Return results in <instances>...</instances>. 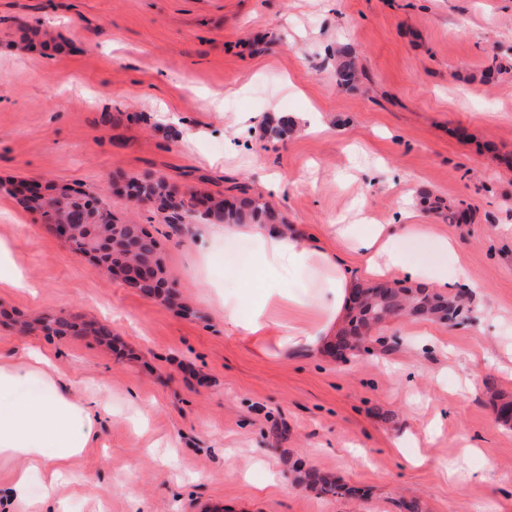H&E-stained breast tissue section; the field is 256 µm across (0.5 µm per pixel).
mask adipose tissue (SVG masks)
Segmentation results:
<instances>
[{
	"mask_svg": "<svg viewBox=\"0 0 512 512\" xmlns=\"http://www.w3.org/2000/svg\"><path fill=\"white\" fill-rule=\"evenodd\" d=\"M428 233L424 224L335 225V238L364 259L356 275L333 249L312 246L297 231L210 223L200 237H223L224 257L232 266L236 243L251 246L252 286L243 295L225 296V330L265 355L319 356L344 326L352 289L392 276L437 292L455 286L457 276L448 268L455 249L447 238H438L427 262L408 260L407 243ZM294 278L300 279L299 287H290ZM58 378L54 358L40 351L30 352L23 365L0 366V466L12 469L15 499L28 500L36 476L52 489L95 438L101 403L77 389L62 390Z\"/></svg>",
	"mask_w": 512,
	"mask_h": 512,
	"instance_id": "1",
	"label": "adipose tissue"
}]
</instances>
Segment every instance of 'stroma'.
<instances>
[{
  "label": "stroma",
  "mask_w": 512,
  "mask_h": 512,
  "mask_svg": "<svg viewBox=\"0 0 512 512\" xmlns=\"http://www.w3.org/2000/svg\"><path fill=\"white\" fill-rule=\"evenodd\" d=\"M345 44L366 72L353 90L336 81ZM511 49L512 0H0V364L51 354L63 382L105 384L112 405L52 505L512 512V423L495 409L512 395V73L481 78ZM267 118L295 130L268 139ZM146 173L185 194L248 192L315 246L333 225L412 212L431 235L410 260L452 240L456 275L479 282L472 320L429 336L388 321L372 331L386 350L344 363L254 352L221 304L249 280L225 273L223 248L200 256L197 225L173 232L126 199ZM22 181L93 193L144 225L199 318L93 269L17 204ZM13 268L31 290L4 283ZM48 315L108 324L115 343L30 331ZM296 461L365 494L293 486Z\"/></svg>",
  "instance_id": "1"
}]
</instances>
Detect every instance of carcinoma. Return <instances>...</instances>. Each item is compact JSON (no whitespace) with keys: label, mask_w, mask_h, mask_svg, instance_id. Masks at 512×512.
I'll list each match as a JSON object with an SVG mask.
<instances>
[{"label":"carcinoma","mask_w":512,"mask_h":512,"mask_svg":"<svg viewBox=\"0 0 512 512\" xmlns=\"http://www.w3.org/2000/svg\"><path fill=\"white\" fill-rule=\"evenodd\" d=\"M342 58L336 69L338 82L343 87L352 88L359 81L360 72L349 48L336 51ZM512 70V54L494 55L487 71L506 73ZM127 196L137 206L149 205L164 215V222L172 226L183 224L186 218L198 213L196 202L204 197L207 208L201 215L219 223L228 224H279L285 225V218L260 199L247 192L231 200L213 196L202 190L188 195L161 178L150 174L130 179L126 186ZM17 203L25 210L39 214L41 223L51 227L67 224L71 228L67 244L70 249L88 258L97 259L112 267V273L119 275L124 267L150 261L155 268V280L133 286V290L149 297L161 299L168 306L180 311L184 316L194 318L200 314L183 303L176 291L162 292L156 282L169 281V273L162 263L158 241L140 224H123L114 219L112 212L101 204L98 198L84 191L73 193L62 189L55 193L37 196H15ZM361 302L352 308L340 340L341 348L350 356L368 351L361 347L364 338L361 330H367L390 319L408 315L423 317L438 322H448L452 318L465 319L464 300L456 295H445L421 286L411 288L396 283L374 284L358 291ZM39 329L46 336H93L100 343L112 341L111 328L102 323L77 324L66 317H44L39 321ZM297 477L324 496L343 494L356 495L360 489L339 484L336 480L313 469L295 468Z\"/></svg>","instance_id":"1"}]
</instances>
